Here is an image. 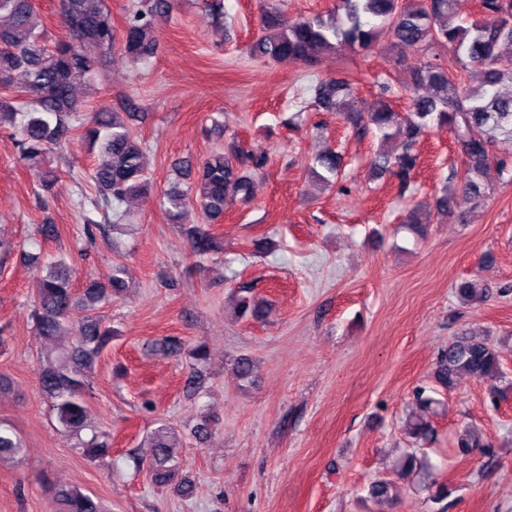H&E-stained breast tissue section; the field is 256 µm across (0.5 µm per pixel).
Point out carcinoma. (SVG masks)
<instances>
[{
	"mask_svg": "<svg viewBox=\"0 0 512 512\" xmlns=\"http://www.w3.org/2000/svg\"><path fill=\"white\" fill-rule=\"evenodd\" d=\"M173 7L174 0H139L129 11L119 38L106 0H60V24L67 36L51 44L33 0H0V88L18 92L0 98V124L16 130L23 161L41 167L73 139L78 114L84 108L74 88L93 85L97 70L117 48L133 62L154 55L153 16ZM383 35L390 38L391 46L421 55L407 85L411 93L408 110L399 112L390 101L381 100L369 112L358 111L356 87L343 77L317 81L307 108L339 114L358 136L374 135L379 140L372 160L374 172L395 177L402 188L410 184L420 165L419 136L434 125L447 128L464 158L458 191L473 206L484 205L496 183H512V170L498 156L501 147L512 146V92H503V86H512V56L503 52V46L512 45V0H480L479 17L465 24L457 20L455 0H339L331 12L295 20L261 0L258 37L248 50L258 58L305 65L345 47L367 53ZM80 128L86 149L104 157L90 172L94 194L84 202L89 207L86 236L92 240L109 229L120 236L125 232L122 205L150 187L144 147L122 113L114 109L93 113ZM315 161L327 173L319 180L339 177L342 163L336 152H322ZM267 163L265 152L245 148L235 139L196 163H175L178 179L164 193L166 214L183 229L193 256L205 258L224 251L223 241L210 226L224 217L228 207L252 200L254 178ZM454 202L455 195L445 192L435 198L433 209L440 217L468 223L466 214L455 212ZM93 213L103 221L93 219ZM429 214L430 208L417 204L407 210L403 223L418 231ZM124 275L125 267L115 264L107 281L89 276L78 289L75 272L60 259L47 263L33 285L34 333L45 347L39 387L54 419L79 438V449L91 462L112 453L108 435L95 432L84 440L81 433L87 429L86 395L93 388L97 361L115 338L112 326L92 318V311L127 293ZM457 291L468 303L486 298V289L473 279L460 282ZM240 292L237 317L265 319L268 308L247 296L251 289ZM69 322L79 323L80 331L66 338ZM155 352L165 357L185 355L190 370L187 388L200 383V367L209 356L205 342L187 346L167 337L155 343ZM461 373L479 380L501 378L495 346L485 335L457 337L439 355L434 378L442 388H452ZM216 424L217 419L206 412L192 434L203 442ZM404 431L417 445L430 442L434 435L430 422L414 413L406 415ZM148 444L153 484L191 495L193 483L178 478L173 449L180 443L175 427L159 422ZM456 444L465 454L484 447L469 428L457 434ZM22 451L14 428L0 422V461L15 459ZM422 465L423 458L414 450L401 457L397 470L408 477ZM50 492L59 512H102L101 503L78 487L55 485Z\"/></svg>",
	"mask_w": 512,
	"mask_h": 512,
	"instance_id": "cac0c4a2",
	"label": "carcinoma"
}]
</instances>
